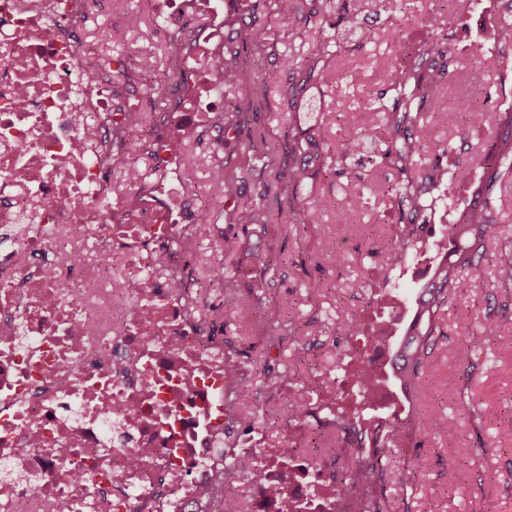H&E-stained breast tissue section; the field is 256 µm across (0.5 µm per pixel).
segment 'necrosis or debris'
<instances>
[{"mask_svg":"<svg viewBox=\"0 0 512 512\" xmlns=\"http://www.w3.org/2000/svg\"><path fill=\"white\" fill-rule=\"evenodd\" d=\"M88 5L0 0V512H223L242 491L248 512H365L336 455L304 441L335 432L362 372L394 369L389 336L354 322L331 372L273 388L225 348L187 273L191 242L224 235L198 221L183 151L224 102V0H159L152 25L181 49L138 178L134 145L112 140L133 107L80 61ZM272 393L300 409L268 419Z\"/></svg>","mask_w":512,"mask_h":512,"instance_id":"1","label":"necrosis or debris"}]
</instances>
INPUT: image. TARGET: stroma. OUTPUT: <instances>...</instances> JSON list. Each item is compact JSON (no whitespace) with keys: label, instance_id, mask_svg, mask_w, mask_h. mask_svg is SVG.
Listing matches in <instances>:
<instances>
[{"label":"stroma","instance_id":"1","mask_svg":"<svg viewBox=\"0 0 512 512\" xmlns=\"http://www.w3.org/2000/svg\"><path fill=\"white\" fill-rule=\"evenodd\" d=\"M506 2L481 0V15L475 18L468 0H396L391 11L381 9L378 0H364L352 24L338 5L288 24L273 12L269 0H246L243 10L225 11V30L253 21L258 32L255 45L238 55L242 75L235 85L225 87V103L252 95L256 80L266 84L257 109L225 135L223 155H216L215 133L209 129L197 132L186 151L190 182L203 199V223L223 225L225 237L235 242L228 253L223 243L203 237L199 250L204 260L194 266L200 313L210 316L211 298L224 299L226 347L252 348L255 367L263 368L267 354L253 349L252 343L264 333L266 308L279 306L295 326L278 341L276 360L300 380L312 367H335L343 326L359 317L375 324L382 294L392 288L411 289L412 265L384 268L387 244L400 222L387 189L399 176L390 163L380 160V146L366 143L352 160L366 193L358 209L350 207L340 176L324 171L322 162L335 157L347 130L369 129L380 111L391 110L389 73L439 41L443 54L437 63L447 66L450 75L427 97L419 136L426 142H453L455 149L439 158L424 153L415 175L443 179L444 172L472 168L493 139L495 115L512 103V68L501 67L512 59V44L498 39ZM442 10L448 14L447 37L437 38L413 23L416 17ZM153 11L154 0H97L83 20L82 62H117L119 71L110 74L115 94L119 100L138 103L146 124L165 105L155 89L167 78L177 51L176 43L154 32ZM403 22L408 38L402 43L395 30ZM114 27L126 28L123 43L108 39ZM323 43L329 46L326 64L339 74L330 83L307 79L296 66ZM137 56L152 59L151 80L130 79L126 68ZM476 61L492 77L488 87L469 79ZM473 112L482 113V121L470 122ZM256 128L265 131L272 156L264 169L255 167L245 151ZM293 140L302 141L301 155L289 154ZM220 157L238 175L235 203L241 207L256 203L260 184L278 190L282 173L292 166H307L312 178L298 201L280 195L259 223L233 224L223 207L224 195L211 180V168ZM496 194L497 236L487 244L485 278L475 284L461 277L441 313L443 334L413 385L415 417L448 414L455 424L422 447L405 444L396 449L395 461L383 474L387 512H471L476 500L484 512H512V286L503 283L498 267L499 242L512 237V180L504 181ZM310 211L318 212V223H306ZM260 254L272 258L270 268L257 263ZM214 265L232 272L231 289L222 295L209 285ZM360 281L365 289H357ZM489 315L501 324L498 335L484 340L477 366L460 364V345L475 339ZM452 473L457 476L453 485L448 482Z\"/></svg>","mask_w":512,"mask_h":512}]
</instances>
